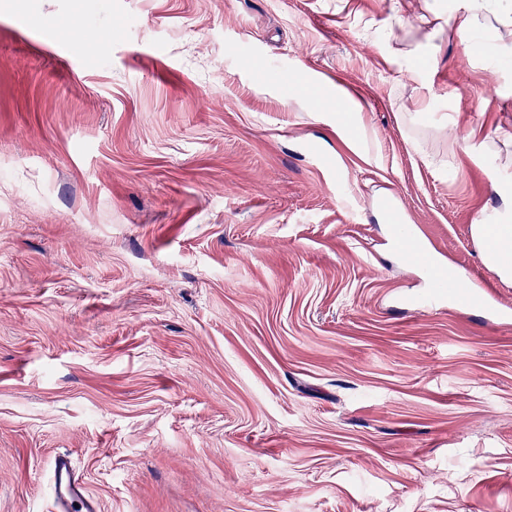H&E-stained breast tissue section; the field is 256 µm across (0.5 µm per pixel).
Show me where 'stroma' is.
Listing matches in <instances>:
<instances>
[{
  "instance_id": "obj_1",
  "label": "stroma",
  "mask_w": 512,
  "mask_h": 512,
  "mask_svg": "<svg viewBox=\"0 0 512 512\" xmlns=\"http://www.w3.org/2000/svg\"><path fill=\"white\" fill-rule=\"evenodd\" d=\"M448 13L0 0V512L59 452L99 512H512V51ZM431 288L435 289L423 296L418 302L421 311L433 310L438 302L444 299L447 291L448 299L457 297L455 281L450 277H448V280L446 278L434 279Z\"/></svg>"
}]
</instances>
